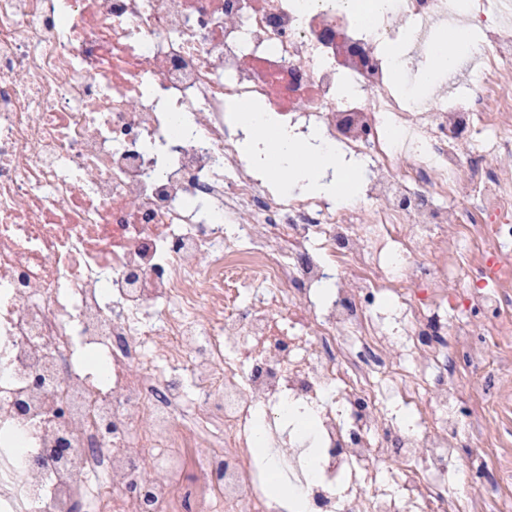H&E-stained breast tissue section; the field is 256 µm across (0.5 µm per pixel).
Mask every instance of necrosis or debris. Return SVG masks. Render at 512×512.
I'll return each instance as SVG.
<instances>
[{
    "mask_svg": "<svg viewBox=\"0 0 512 512\" xmlns=\"http://www.w3.org/2000/svg\"><path fill=\"white\" fill-rule=\"evenodd\" d=\"M500 2L386 0L369 25L372 0H0V512H288L282 476L309 512H502L512 424L457 391L491 365L512 395ZM466 24L441 95L418 90ZM231 103L364 160L361 201L264 184ZM292 404L316 459L280 428ZM259 436L296 451L266 466ZM460 459L483 496L450 489ZM474 29L460 28L454 32L453 47L448 48L446 41L438 39L431 50L433 68H450L455 63V53L459 47L471 44L475 40Z\"/></svg>",
    "mask_w": 512,
    "mask_h": 512,
    "instance_id": "4bbe7bcc",
    "label": "necrosis or debris"
}]
</instances>
